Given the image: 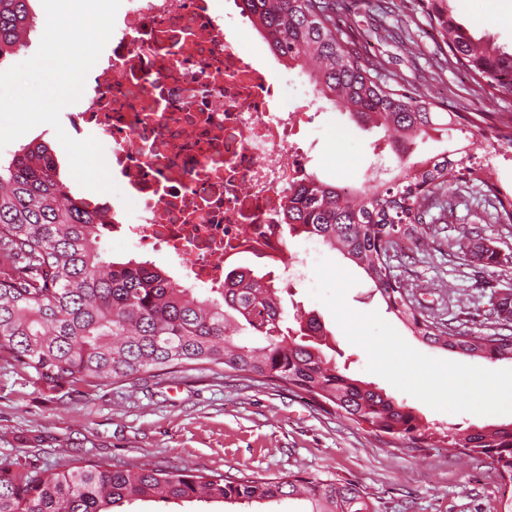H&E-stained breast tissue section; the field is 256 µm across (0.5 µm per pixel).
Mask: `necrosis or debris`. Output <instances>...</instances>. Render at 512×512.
Returning <instances> with one entry per match:
<instances>
[{"mask_svg": "<svg viewBox=\"0 0 512 512\" xmlns=\"http://www.w3.org/2000/svg\"><path fill=\"white\" fill-rule=\"evenodd\" d=\"M213 2L125 0L108 54L88 73V106L70 125L111 142L105 161L132 194L137 217L113 200V233L174 253L188 287H223L229 264L248 253L279 259L281 279L302 282L317 245L285 260L278 216L311 172L299 141L314 102L280 109L272 64L238 48Z\"/></svg>", "mask_w": 512, "mask_h": 512, "instance_id": "obj_1", "label": "necrosis or debris"}]
</instances>
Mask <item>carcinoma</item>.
Returning <instances> with one entry per match:
<instances>
[{
	"label": "carcinoma",
	"instance_id": "obj_1",
	"mask_svg": "<svg viewBox=\"0 0 512 512\" xmlns=\"http://www.w3.org/2000/svg\"><path fill=\"white\" fill-rule=\"evenodd\" d=\"M31 0H0V65L29 45L35 28ZM240 13L270 52L297 69L318 102L348 111L356 124L381 128L397 160L389 178L361 188L331 183L316 173L292 184L284 220L288 232L316 240L360 268L387 310L422 341L463 357L512 362V293L492 308L500 329L468 335L436 321L414 304L395 279L387 252L414 237L430 210L452 207L473 188L484 191L491 224H512V192L500 190L493 170L469 161L461 146L433 157L416 155L417 141L443 127L465 139L499 137L512 126L488 112H436L418 89L392 85L382 64L366 60L336 20L332 0H239ZM429 26L445 46L446 62L468 72L480 88L512 91V51L477 38L447 0H430ZM104 212L75 195L44 143H29L0 161V360L55 395L91 392L191 365L266 383L283 382L377 436L425 442L431 427L396 397L353 378L323 353L315 317L288 325L278 288L253 271L231 269L224 287L205 296L184 288L149 261L114 262L99 238ZM250 330L257 340L237 338ZM443 442L466 456H484L512 482V422ZM146 499L230 504L297 500L301 512H375L362 485L334 477L288 473L232 478L184 467H118L77 459L60 470L31 463L0 468V512H119Z\"/></svg>",
	"mask_w": 512,
	"mask_h": 512
}]
</instances>
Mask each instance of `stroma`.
<instances>
[{
  "mask_svg": "<svg viewBox=\"0 0 512 512\" xmlns=\"http://www.w3.org/2000/svg\"><path fill=\"white\" fill-rule=\"evenodd\" d=\"M340 25L361 53L442 112L512 113V94L480 89L441 63L443 43L426 18V0H393L388 23L408 25L409 49L377 38L374 0H339ZM473 34L512 50V0H451ZM382 130H365L323 104L303 132L313 171L337 184H364ZM395 168L394 156L380 159ZM481 195L453 212L432 209L422 246L401 242L392 274L421 310L469 334L487 333L493 298L512 290V224L482 221ZM479 227L480 236L469 233ZM496 253L489 264L475 241ZM289 314L318 317L338 366L403 400L443 428L512 420V363L466 358L412 336L386 310L362 272L329 247L304 283L283 294ZM79 458L119 466H190L227 476L301 472L363 485L376 512H507L512 488L489 460L455 455L438 439L380 438L334 410L288 390L225 373L215 365L102 386L87 396L49 395L0 361V466L32 462L61 468Z\"/></svg>",
  "mask_w": 512,
  "mask_h": 512,
  "instance_id": "35a3bbf8",
  "label": "stroma"
}]
</instances>
